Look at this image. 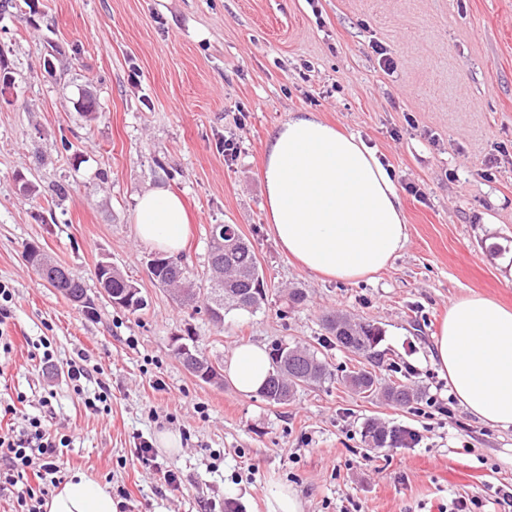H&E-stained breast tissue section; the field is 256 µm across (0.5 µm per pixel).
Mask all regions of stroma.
Segmentation results:
<instances>
[{
  "instance_id": "obj_1",
  "label": "stroma",
  "mask_w": 512,
  "mask_h": 512,
  "mask_svg": "<svg viewBox=\"0 0 512 512\" xmlns=\"http://www.w3.org/2000/svg\"><path fill=\"white\" fill-rule=\"evenodd\" d=\"M393 59L384 71L373 47ZM0 281L17 305L0 330V401L52 395V425L72 436L61 462L124 487L132 512H200L238 500L267 512L265 488L296 489L305 512H438L454 497L504 512L512 428L422 415L451 390L430 358L448 304L476 292L512 307V0H0ZM92 94L96 112L78 108ZM311 112L358 135L391 172L409 239L392 264L357 283L324 279L282 252L265 218L261 167L276 127ZM237 145L234 156L217 148ZM38 187L19 193L17 180ZM179 194L190 233L179 259L207 270L212 225L251 242L268 283L257 313L177 306L146 271L151 246L132 224L138 195ZM43 248L80 277L82 308L40 281L22 254ZM110 261L142 292L132 313L112 305L95 267ZM306 299L284 309L289 291ZM339 313L382 331L380 384H415L423 400L397 406L332 380L285 405L193 377L173 337L193 328L223 364L242 342L316 344ZM53 339L55 365L32 359ZM99 367L111 411L85 408L67 377L78 356ZM422 431L415 446L370 451L367 422ZM169 431L159 449L178 471L173 491L150 479L134 438ZM372 462H363V455Z\"/></svg>"
}]
</instances>
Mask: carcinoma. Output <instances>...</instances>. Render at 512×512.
Instances as JSON below:
<instances>
[{"mask_svg":"<svg viewBox=\"0 0 512 512\" xmlns=\"http://www.w3.org/2000/svg\"><path fill=\"white\" fill-rule=\"evenodd\" d=\"M221 228L223 232L210 234L208 266H224L222 282H214L207 274L197 278L186 267L176 270L162 257L156 258L154 267L155 283L160 287L167 289L179 282L186 288L202 292L206 310L211 312L210 320L220 328L224 326L222 312L230 308L256 312L262 308L267 291L264 272L251 244L237 232L234 225L223 224ZM34 272L72 303H86L87 289L83 282L65 267L55 264L38 267ZM112 293L129 296L132 304L127 306V310L130 312L143 309L145 300L140 292L132 291L128 279L112 280ZM325 327L329 336L324 341L370 360L378 357L376 347L381 341L379 328L337 315L325 318ZM270 356L272 372L260 392V397L269 403L284 405L292 399L299 387L321 384L335 378V373L318 356V350L314 347L290 345L284 348L275 343L271 347ZM342 380L360 394L370 397L377 392L376 377L364 368L349 371L342 376ZM420 395L421 392L411 385L388 386L383 390V397L398 404L414 402ZM362 437L374 449L390 447L398 440L396 429L375 422L365 424Z\"/></svg>","mask_w":512,"mask_h":512,"instance_id":"1","label":"carcinoma"}]
</instances>
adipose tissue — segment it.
I'll return each instance as SVG.
<instances>
[{
	"label": "adipose tissue",
	"mask_w": 512,
	"mask_h": 512,
	"mask_svg": "<svg viewBox=\"0 0 512 512\" xmlns=\"http://www.w3.org/2000/svg\"><path fill=\"white\" fill-rule=\"evenodd\" d=\"M267 220L281 250L307 272L355 282L386 268L408 241L401 200L375 151L310 112H295L270 139L261 172ZM136 238L178 254L190 220L175 193L156 188L137 200ZM431 358L462 406L488 427L512 426V309L472 293L452 300ZM270 371L264 346L236 345L224 374L243 396ZM46 512H117L110 483L75 471Z\"/></svg>",
	"instance_id": "obj_1"
}]
</instances>
